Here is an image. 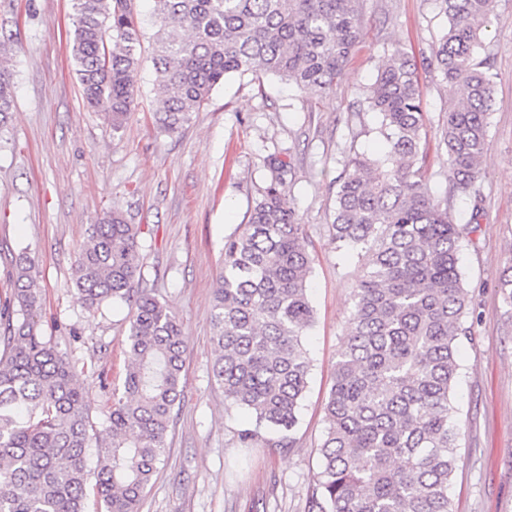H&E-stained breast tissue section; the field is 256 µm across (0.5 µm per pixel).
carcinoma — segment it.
Masks as SVG:
<instances>
[{"mask_svg": "<svg viewBox=\"0 0 512 512\" xmlns=\"http://www.w3.org/2000/svg\"><path fill=\"white\" fill-rule=\"evenodd\" d=\"M448 28L430 65L455 104L440 129L449 195H471L487 153L493 89L476 61L497 0H436ZM72 58L87 103L117 131L134 102L142 32L131 0H71ZM154 122L177 132L227 77L274 75L329 93L362 32L360 0H154ZM362 101L380 117L388 151L345 165L328 225L336 251L357 253L361 271L344 352L325 402L321 465L308 512H452L448 486L461 427L451 395L471 300L459 267L467 226L424 176L425 112L415 63L403 46L377 69ZM14 102L0 70V122ZM272 177L248 222L224 242L213 297V376L224 401L255 414L294 447L311 360L303 337L314 321L305 225ZM140 227L112 210L89 225L75 285L90 307L131 305L132 360L105 424L109 443L88 466L89 415L74 366L34 321L40 290L33 262L16 261L15 288L0 310L9 351L0 356V512H84L94 492L104 512H139L182 395L184 346L176 314L134 287ZM22 320L15 323L13 316Z\"/></svg>", "mask_w": 512, "mask_h": 512, "instance_id": "1", "label": "carcinoma"}]
</instances>
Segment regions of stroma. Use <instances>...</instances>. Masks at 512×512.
Listing matches in <instances>:
<instances>
[{
  "label": "stroma",
  "instance_id": "35a3bbf8",
  "mask_svg": "<svg viewBox=\"0 0 512 512\" xmlns=\"http://www.w3.org/2000/svg\"><path fill=\"white\" fill-rule=\"evenodd\" d=\"M132 7L143 52L134 106L116 132L108 113L83 98L69 47V0H0V40L7 44L0 55L14 83L13 109L0 124V304L12 294L16 258L27 254L42 291L34 318L74 364L92 435L104 438L102 423L130 360L131 307L107 301L88 308L74 283L75 261L89 225L106 212L119 209L139 225L137 285L172 308L185 345L183 396L140 512H307L326 429L324 403L360 271L356 259L338 257L327 226L348 159L385 149L376 114L360 109V90L397 44L417 63L428 188L448 199L455 223L472 228L460 253L473 304L453 393L463 429L449 490L453 512H512V309L498 288L512 269V0H498L475 55L489 61L493 86L476 200L448 195L438 129L453 95L428 65L448 21L434 0H362V36L326 98L272 76L258 84L235 75L173 134L150 119L154 3L133 0ZM273 155L290 167L284 192L314 256L315 319L306 338L312 369L294 447L261 441L245 448L238 435L255 419L226 405L212 374V299L224 241L247 222L269 184L266 161Z\"/></svg>",
  "mask_w": 512,
  "mask_h": 512
}]
</instances>
